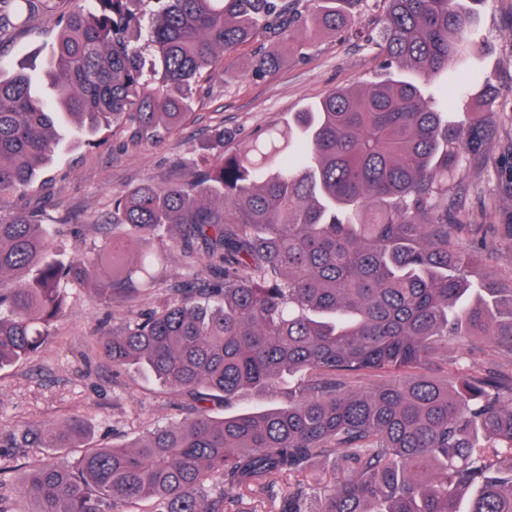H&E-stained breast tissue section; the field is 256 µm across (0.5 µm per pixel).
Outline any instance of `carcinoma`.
<instances>
[{
  "label": "carcinoma",
  "mask_w": 512,
  "mask_h": 512,
  "mask_svg": "<svg viewBox=\"0 0 512 512\" xmlns=\"http://www.w3.org/2000/svg\"><path fill=\"white\" fill-rule=\"evenodd\" d=\"M0 0V41L41 16L56 31L42 80L0 62V194L53 160L56 121L84 136L128 126L137 139L177 130L200 79L264 28L252 64L302 54L304 21L287 0ZM313 33L345 31V6L319 0ZM381 73L268 128L243 152L208 154L185 182L113 196L110 235L71 260L37 213L0 217V368L28 359L66 313L68 289L112 306L153 285L164 256L134 240L178 229L190 280L152 311L112 326L102 351L137 364L192 412L116 447L85 442L82 419L5 425L12 448H53L26 466L20 512H228V498L295 478L280 512H512V377L448 367V337L512 355V281L487 248L459 247L448 180L487 145L495 113L458 120L431 91L473 52L471 0H388ZM153 55L143 70L140 41ZM373 375L370 386L362 380ZM280 393L262 411L211 416L208 403ZM79 448L78 457L69 456Z\"/></svg>",
  "instance_id": "1"
}]
</instances>
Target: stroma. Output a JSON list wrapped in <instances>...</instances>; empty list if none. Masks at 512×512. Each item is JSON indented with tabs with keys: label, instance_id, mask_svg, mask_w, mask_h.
Here are the masks:
<instances>
[{
	"label": "stroma",
	"instance_id": "1",
	"mask_svg": "<svg viewBox=\"0 0 512 512\" xmlns=\"http://www.w3.org/2000/svg\"><path fill=\"white\" fill-rule=\"evenodd\" d=\"M385 0H358L353 20L341 36L309 41L301 58H283L262 76L251 65L268 49L270 34H260L224 57V76L201 80L193 113L162 141L136 140L124 126L101 129L86 140L68 125L56 159L28 186L0 195V216L37 210L44 215L65 254L78 256L101 244L115 192L145 181L166 184L186 177V160L203 154L213 127H223L225 151L252 141L289 113L318 102L331 88H350L374 80L378 71V17ZM477 30L483 44L469 60L495 90V134L487 152L469 159L456 200L455 214L465 229L464 245L493 243L490 263L512 278V0H479ZM51 27L35 18L16 28L0 49L8 65L42 66L52 45ZM173 235L148 242L132 241V250L150 248L166 262L155 273L153 288L139 291L105 308L87 288L72 289L64 318L48 344L35 356L0 369V420L18 424L60 425L81 417L93 443L125 445L155 428L186 415L189 401L143 375L136 365L115 369L99 348L112 323L126 313L156 307L170 288L183 284L188 272L171 257ZM449 356L469 369L512 370V358L482 341H448ZM43 448H9L0 458L13 459L8 480L0 482V512H20L16 487L25 462L46 456Z\"/></svg>",
	"mask_w": 512,
	"mask_h": 512
}]
</instances>
